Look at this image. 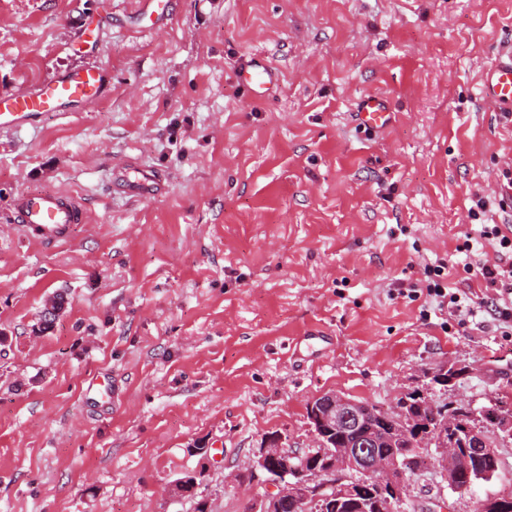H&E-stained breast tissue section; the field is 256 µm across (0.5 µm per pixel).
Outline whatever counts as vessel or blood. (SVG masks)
<instances>
[{
  "label": "vessel or blood",
  "instance_id": "obj_1",
  "mask_svg": "<svg viewBox=\"0 0 512 512\" xmlns=\"http://www.w3.org/2000/svg\"><path fill=\"white\" fill-rule=\"evenodd\" d=\"M274 72L259 59H251L236 73L237 82L252 98L265 95ZM103 83L100 70L62 74L42 83L31 92L0 98V129L22 125L46 112H60L72 105L98 97ZM481 94L484 99L505 111L512 112V45L503 50L496 63L481 73ZM356 115L370 129H380L392 119L389 101L378 95H365L357 101ZM130 195L146 196L156 192L161 179L154 171L143 168L125 175ZM18 222L48 244H63L70 237L73 225L86 221L81 201L74 195L56 191L19 194L13 204Z\"/></svg>",
  "mask_w": 512,
  "mask_h": 512
}]
</instances>
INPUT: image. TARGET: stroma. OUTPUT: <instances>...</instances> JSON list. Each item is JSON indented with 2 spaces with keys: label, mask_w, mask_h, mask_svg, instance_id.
<instances>
[{
  "label": "stroma",
  "mask_w": 512,
  "mask_h": 512,
  "mask_svg": "<svg viewBox=\"0 0 512 512\" xmlns=\"http://www.w3.org/2000/svg\"><path fill=\"white\" fill-rule=\"evenodd\" d=\"M141 2L0 0V96L104 74L100 98L0 130V512H247L267 486L230 476L267 436L312 448L327 392L512 409V334L478 272L512 265L481 235L512 233V116L479 97L512 0H171L162 21ZM254 54L278 76L258 100L235 80ZM368 93L391 104L384 131L354 116ZM140 166L163 192L120 189ZM44 190L87 212L59 246L13 213ZM438 266L478 305L466 324L427 294ZM448 362L471 371L431 384ZM498 454L457 493L422 449L398 512L511 492V438ZM188 473L195 496L172 497Z\"/></svg>",
  "instance_id": "stroma-1"
}]
</instances>
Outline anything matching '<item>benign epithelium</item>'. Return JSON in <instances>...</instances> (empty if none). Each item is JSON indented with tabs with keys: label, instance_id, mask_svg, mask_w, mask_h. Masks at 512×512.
Masks as SVG:
<instances>
[{
	"label": "benign epithelium",
	"instance_id": "obj_1",
	"mask_svg": "<svg viewBox=\"0 0 512 512\" xmlns=\"http://www.w3.org/2000/svg\"><path fill=\"white\" fill-rule=\"evenodd\" d=\"M469 372L467 366L448 363L440 366L435 377L438 382L449 386L455 382V376ZM367 413V404L335 392L324 393L310 402L315 443L325 447L326 456L329 457L322 466L303 458L300 452L285 448L280 436L267 437L254 464L233 475V482L238 487L251 484V479L259 473L269 485L270 492L252 501L250 512H282L288 504L303 503L328 487L332 488L336 500H351L358 490L349 480V475L353 473L383 488L388 493L389 509L400 504L408 482L405 462L396 455L380 453L378 449L394 447L398 439L409 434L416 417L399 405L396 414L384 415L386 429L369 432L356 442L345 441L346 435L363 428ZM465 433L472 446L470 450L459 448L455 442L444 437L436 441L434 448L441 478L448 488L460 493L474 484L471 478H462L467 471L468 452L474 451L477 457L495 455L499 439L512 436V411L495 412L488 423L468 424ZM332 435L342 446L326 447L323 439ZM196 489V478L187 475L175 481L170 494L184 498L194 495Z\"/></svg>",
	"mask_w": 512,
	"mask_h": 512
}]
</instances>
